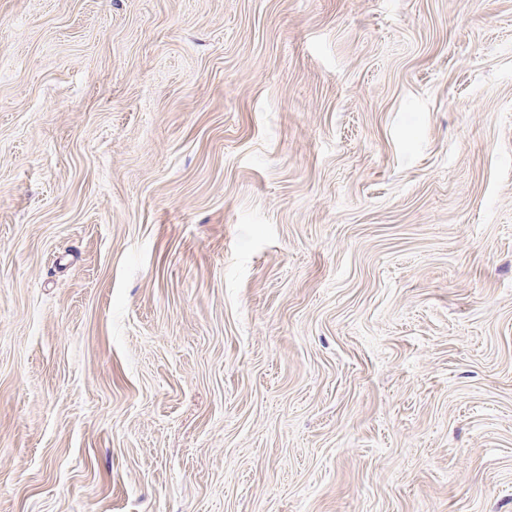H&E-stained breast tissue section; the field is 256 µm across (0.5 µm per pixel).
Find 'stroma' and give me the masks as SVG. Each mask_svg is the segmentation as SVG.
I'll list each match as a JSON object with an SVG mask.
<instances>
[{
  "label": "stroma",
  "mask_w": 512,
  "mask_h": 512,
  "mask_svg": "<svg viewBox=\"0 0 512 512\" xmlns=\"http://www.w3.org/2000/svg\"><path fill=\"white\" fill-rule=\"evenodd\" d=\"M0 512H512V0H0Z\"/></svg>",
  "instance_id": "obj_1"
}]
</instances>
